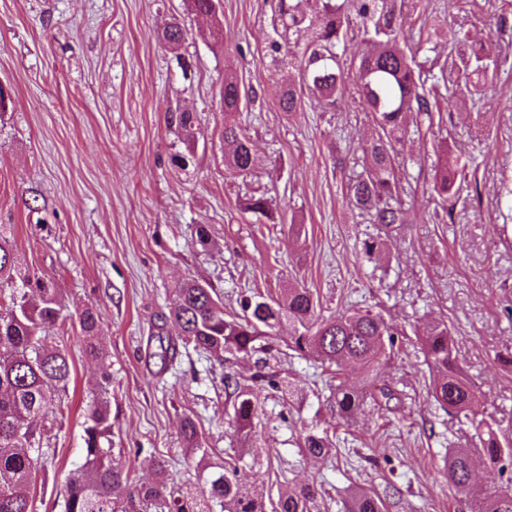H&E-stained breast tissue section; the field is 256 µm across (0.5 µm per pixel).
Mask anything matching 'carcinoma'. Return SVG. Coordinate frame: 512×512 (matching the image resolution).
Segmentation results:
<instances>
[{"label": "carcinoma", "mask_w": 512, "mask_h": 512, "mask_svg": "<svg viewBox=\"0 0 512 512\" xmlns=\"http://www.w3.org/2000/svg\"><path fill=\"white\" fill-rule=\"evenodd\" d=\"M187 12L209 16L218 12L219 0H186ZM413 0H289L281 5L288 29L306 40L302 82L310 91V104L330 107L336 103L344 81L336 49L353 29L363 34L366 49L359 58L355 78L360 97L373 112L376 138L361 146L363 171L349 185L350 203L373 213L376 223L389 229L405 223L404 214L391 204L396 193L395 143L407 132L414 112L430 115L416 52L401 36L402 19ZM183 22L173 19L162 30V40L173 50L185 40ZM448 83L478 75L486 78L490 62L483 47L468 38H455L448 52ZM242 91L237 78L224 75V165L233 173L248 172L254 163L249 139L242 127L230 120L239 111ZM279 105L293 112L302 96L293 83L283 87ZM170 122L191 138L196 122L192 112H176ZM466 178L458 156L444 154L436 175L435 191L441 198L456 194L457 178ZM246 212L266 216L271 200L251 196L242 203ZM11 228L0 225V512H33L30 486L40 456L46 454L43 435L51 416L62 413V403H53L51 388L67 390L71 365L68 355L55 344V333L68 326L56 290L41 277H26L13 283L17 257L10 240ZM83 351L97 364L98 375L85 406V463L70 473L64 492V512H314L320 491L316 483L294 487L278 499L248 481L239 451L221 462L210 461L208 448L195 421H182L186 456H199L198 482L174 486L165 475V460L154 467L158 479L138 484L131 473L114 465L112 458L111 363L97 343L98 320L90 308L77 316ZM288 320L286 349L298 356L312 355L340 368L355 365L365 374L361 385L338 382L332 386L338 418L354 420L371 402L390 408L395 390L373 376L376 360L395 345V332L379 315L369 311L344 312L330 319L319 318L313 292L305 287L286 290L280 299L249 295L240 300V312L224 313V303L214 289L187 279L172 289L167 311L154 325L158 342L153 357L165 370L176 351L177 341L224 366V354L257 357L256 382L274 385L265 372L264 355L273 350L275 328ZM178 328L176 337L167 326ZM427 365L432 375L431 393L436 402L453 415L476 416L479 391L457 363L455 343L448 323H430L423 333ZM233 410L237 444L250 440L259 400L250 388L234 387L228 393ZM480 447L448 449V482L462 491L473 467L472 454L500 473L512 468V437L500 435L488 423L475 424ZM302 441L306 453L321 457L326 439L307 432ZM125 497L116 496L118 490ZM470 512H512V478L469 503ZM350 512H383L382 502L367 491L351 497Z\"/></svg>", "instance_id": "carcinoma-1"}]
</instances>
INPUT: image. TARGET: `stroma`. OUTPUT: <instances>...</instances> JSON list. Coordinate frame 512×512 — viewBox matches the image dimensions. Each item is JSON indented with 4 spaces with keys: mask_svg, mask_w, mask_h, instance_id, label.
Instances as JSON below:
<instances>
[{
    "mask_svg": "<svg viewBox=\"0 0 512 512\" xmlns=\"http://www.w3.org/2000/svg\"><path fill=\"white\" fill-rule=\"evenodd\" d=\"M183 0H0V224L12 227L18 275L38 274L65 312L91 305L112 364V457L135 481L196 480L181 451V421L192 417L223 458L235 445L221 375L253 386L261 411L246 471L251 484L288 491L321 485L319 512H348L365 488L384 512H468L467 497L507 483L476 465L468 495L448 482V448L474 446V429L430 394L422 327L446 321L456 357L482 392L479 416L512 431V0H415L404 30L418 38L445 22L416 55L428 86L448 62V40H483L498 66L488 97L440 100L432 124L397 147L395 206L406 222L388 230L354 208L348 184L362 169L360 142L376 132L355 86L363 36L338 50L345 83L329 109L283 112L278 91L299 76L281 0H220L219 19L189 17L177 51L160 40ZM279 51H272V44ZM244 97L237 119L255 158L245 174L224 166L225 74ZM187 110L192 140L171 125ZM466 163L457 195L433 190L442 151ZM272 197L271 218L240 207ZM207 242H200L199 230ZM381 244L367 258L363 242ZM214 288L225 313L241 296L277 297L310 288L329 317L381 314L397 336L379 361L397 392L390 409L367 405L352 423L336 419L328 376L359 385L358 368H322L314 358L278 354L269 367L298 391L254 384L253 359L225 356L215 374L205 355L182 348L165 374L151 354L152 327L174 285ZM58 345L69 357L64 414L51 424L31 485L34 512H64L63 481L85 461L84 409L97 370L75 328ZM327 437L330 455L303 454V432Z\"/></svg>",
    "mask_w": 512,
    "mask_h": 512,
    "instance_id": "stroma-1",
    "label": "stroma"
}]
</instances>
